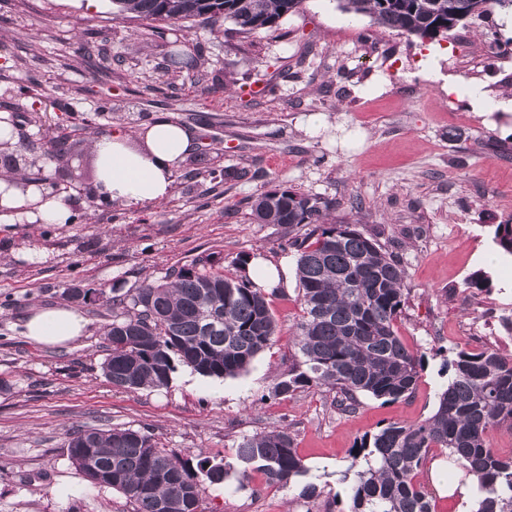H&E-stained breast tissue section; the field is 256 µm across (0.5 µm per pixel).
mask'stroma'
<instances>
[{
	"label": "stroma",
	"mask_w": 512,
	"mask_h": 512,
	"mask_svg": "<svg viewBox=\"0 0 512 512\" xmlns=\"http://www.w3.org/2000/svg\"><path fill=\"white\" fill-rule=\"evenodd\" d=\"M109 10V0H0V114L13 124L18 171L81 189L74 208L90 217L0 229V512H130L122 493L84 479L66 440L75 427L143 424L168 453L230 464L243 437L287 425L306 481L346 512L344 474L362 435L428 417L458 349L512 354V258L493 241L495 225L512 221V113L477 111L467 98L473 85L502 98L512 82V54L482 36L491 28L512 39V16L497 11L430 41L350 17L337 0H305L278 30L245 42L227 22L167 25ZM176 48L197 68L164 73ZM158 118L197 133L169 195L140 206L92 196L91 137L134 136ZM61 125L78 147L57 166L44 154ZM241 169L238 180L210 176ZM277 186L331 201L332 218L398 252L409 295L396 326L424 358L412 397L366 396L348 416L322 388L273 395L301 315L292 273L270 300L274 341L246 373L181 367L163 389L113 387L102 372L113 289L166 279L208 254L229 275L241 253L295 267L285 230L251 215ZM480 269L492 280L482 292L465 285ZM74 288L93 294L78 300ZM60 305L86 320L83 336L31 342L32 308ZM204 498L206 512L307 510L297 487L266 484L254 469L243 487H210Z\"/></svg>",
	"instance_id": "35a3bbf8"
}]
</instances>
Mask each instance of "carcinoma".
I'll use <instances>...</instances> for the list:
<instances>
[{
    "label": "carcinoma",
    "mask_w": 512,
    "mask_h": 512,
    "mask_svg": "<svg viewBox=\"0 0 512 512\" xmlns=\"http://www.w3.org/2000/svg\"><path fill=\"white\" fill-rule=\"evenodd\" d=\"M112 15L182 22L224 18L246 37L278 29L304 0H111ZM342 10L364 15L408 37H447L466 21L497 8L512 13V0H338ZM51 140L49 161L73 149ZM330 202L292 189L260 194L252 212L260 224L288 230L296 251L303 316L296 324V362L273 387L286 397L312 387L335 393L332 406L354 413L360 396L385 402L410 398L422 357L402 340L396 321L406 303L401 260L355 224L328 221ZM494 240L512 256V224H497ZM235 274L198 259L173 279L145 280L106 300L105 377L130 391L166 388L178 367L206 377L235 378L272 344L276 321L268 290L249 276V257L236 258ZM453 378L437 395L432 414L411 424L389 423L365 434L351 449L353 473L348 512H434L432 497L415 481L434 449L448 451L478 479L482 497L475 512H512V455L491 448L488 434L512 430V355L496 349H460L449 362ZM71 462L92 485L122 492L133 512H206L207 486L228 487L231 466L194 461L159 448L149 427L76 428L68 437ZM236 458L255 464L269 485L287 487L307 473L286 426L243 438ZM96 460L89 470L86 457Z\"/></svg>",
    "instance_id": "obj_1"
}]
</instances>
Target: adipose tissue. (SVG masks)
I'll return each mask as SVG.
<instances>
[{
	"instance_id": "adipose-tissue-1",
	"label": "adipose tissue",
	"mask_w": 512,
	"mask_h": 512,
	"mask_svg": "<svg viewBox=\"0 0 512 512\" xmlns=\"http://www.w3.org/2000/svg\"><path fill=\"white\" fill-rule=\"evenodd\" d=\"M195 147V136L187 127L158 119L148 127L140 143L130 136L113 133L93 142L97 160L96 195L126 206L163 200L168 196L173 176L183 159ZM75 199L58 192L48 183L20 188L18 178L0 176V224L20 221L66 224L73 215ZM27 335L47 345H63L82 336L83 318L64 306L43 307L30 314ZM441 462H433L431 484L438 498L447 500L449 512H468L476 501L477 481L466 477L450 485L439 472Z\"/></svg>"
}]
</instances>
